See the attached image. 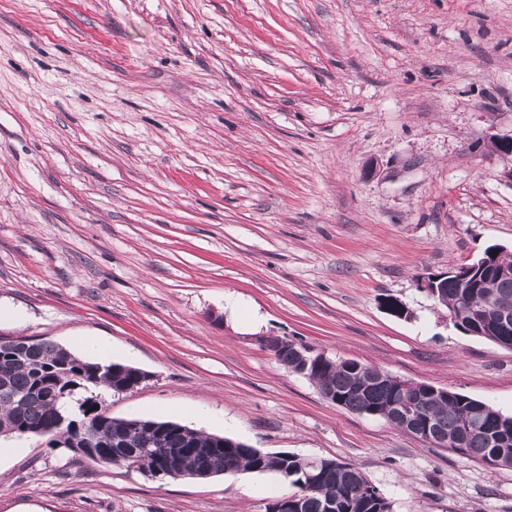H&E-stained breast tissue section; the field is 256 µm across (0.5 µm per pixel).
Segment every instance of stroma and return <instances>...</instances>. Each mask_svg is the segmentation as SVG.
<instances>
[{
	"mask_svg": "<svg viewBox=\"0 0 512 512\" xmlns=\"http://www.w3.org/2000/svg\"><path fill=\"white\" fill-rule=\"evenodd\" d=\"M512 0H0V340L95 335L115 417L355 464L393 512H512V468L327 401L303 342L512 414V349L423 272L512 249ZM402 301L409 317L387 311ZM0 512H266L273 473L158 482L8 438Z\"/></svg>",
	"mask_w": 512,
	"mask_h": 512,
	"instance_id": "obj_1",
	"label": "stroma"
}]
</instances>
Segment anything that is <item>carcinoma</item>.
Instances as JSON below:
<instances>
[{
  "label": "carcinoma",
  "instance_id": "carcinoma-1",
  "mask_svg": "<svg viewBox=\"0 0 512 512\" xmlns=\"http://www.w3.org/2000/svg\"><path fill=\"white\" fill-rule=\"evenodd\" d=\"M494 297L484 308L482 288H463L454 279L439 285L434 300L477 336L512 348V278L496 281ZM298 343L281 338L275 360L290 372L304 373L321 393L333 396L342 408L372 414L401 430L404 422L389 408L393 401L418 404L421 422L431 424L447 440V448L492 468H512V415L455 391L429 392L431 385L401 388L392 382L368 379V365L356 360L325 362L302 368ZM140 370L123 363L81 358L48 341L0 340V436L65 437L70 446L94 463L138 470H165L160 448H177L174 477L200 470L210 477L226 473H275L288 484L286 496L304 499L302 512H325L323 502L336 495V512H393L392 502L355 464L294 453L278 463H260L258 449L213 433H201L174 421L115 418L99 395L78 397L102 387L122 393L132 387ZM369 495L353 502L352 491Z\"/></svg>",
  "mask_w": 512,
  "mask_h": 512
}]
</instances>
